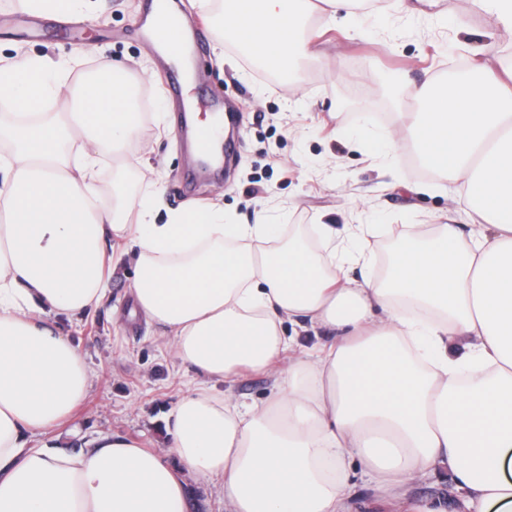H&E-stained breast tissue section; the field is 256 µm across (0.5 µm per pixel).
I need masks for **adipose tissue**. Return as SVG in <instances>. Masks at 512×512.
<instances>
[{"mask_svg":"<svg viewBox=\"0 0 512 512\" xmlns=\"http://www.w3.org/2000/svg\"><path fill=\"white\" fill-rule=\"evenodd\" d=\"M222 43L251 60L306 56L312 0H219ZM0 66V512H189L183 471L221 479L227 512H348L359 462L393 496L447 470L459 512H512V87L465 76L410 87L401 133L451 176L468 228L402 231L384 278L360 242L368 225L317 224L322 252L279 224H228L217 206L169 212L100 204L102 157L147 128L136 77L101 58ZM66 94L69 111L47 100ZM125 243L134 311L203 382L173 408L165 448L103 436L48 440L85 398L82 351L62 329L106 297ZM360 277H352V269ZM328 335L292 355L287 325ZM270 397L216 391L280 357Z\"/></svg>","mask_w":512,"mask_h":512,"instance_id":"obj_1","label":"adipose tissue"}]
</instances>
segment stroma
I'll return each instance as SVG.
<instances>
[{"mask_svg": "<svg viewBox=\"0 0 512 512\" xmlns=\"http://www.w3.org/2000/svg\"><path fill=\"white\" fill-rule=\"evenodd\" d=\"M206 42L195 49V80L173 91L172 69L147 39V0H97L98 17L62 21L28 13L22 0H0V59L20 54L66 57L86 53L123 61L144 77L145 121L165 114L162 134L141 137L123 170L104 159L98 185L103 205L122 182L130 201L151 198L159 214L188 204H218L234 224H368L364 245L371 271L382 276L406 224H465L464 204L452 201L453 178L423 167L412 143L398 139L378 153L362 132L400 128V115L415 109L388 77L408 81L448 78L462 61L476 71L501 72L512 65V39L475 0H443L442 18L409 15L400 0H382L353 15L323 16L308 58L291 72L266 81L234 48H219L214 14L201 0H179ZM199 114L229 103L236 112L237 150L229 171L190 176L191 156L181 115L185 102ZM134 262L123 257L106 298L65 329L81 349L91 377L76 429L59 430L60 444L89 447L102 435L140 439L146 447L169 445L166 419L189 387L179 361L158 350L159 327L131 318L128 288ZM449 475L438 471L409 485L406 495L455 512Z\"/></svg>", "mask_w": 512, "mask_h": 512, "instance_id": "1", "label": "stroma"}]
</instances>
